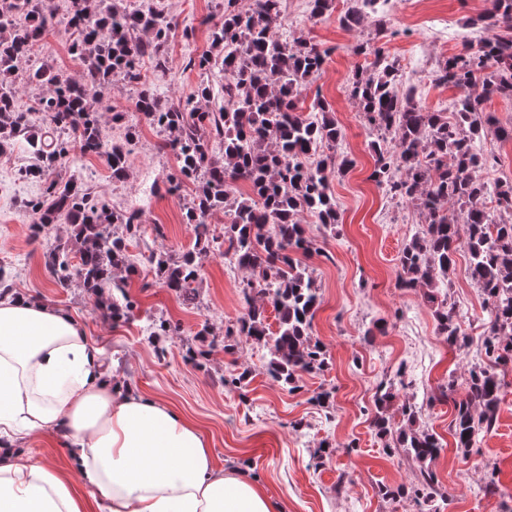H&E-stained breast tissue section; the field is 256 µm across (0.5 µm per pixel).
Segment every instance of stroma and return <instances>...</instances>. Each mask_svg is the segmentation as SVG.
<instances>
[{
  "instance_id": "1",
  "label": "stroma",
  "mask_w": 512,
  "mask_h": 512,
  "mask_svg": "<svg viewBox=\"0 0 512 512\" xmlns=\"http://www.w3.org/2000/svg\"><path fill=\"white\" fill-rule=\"evenodd\" d=\"M130 2L161 11L171 22L165 73L156 72L146 57L138 68L163 95L185 100L201 79L189 60L208 50L211 31L222 21L217 0ZM345 8L344 0H332L323 17L293 21L280 31L284 37H303L331 48L323 72L301 100L307 106L318 98L328 103L343 132L339 150L354 161L345 174L330 177L338 224L326 227L310 215L301 217L314 247L302 263L321 294L312 336L326 351L327 369L300 373L298 388L291 392L267 375L269 353L262 346L238 336L233 349L225 350L226 329L235 328L245 313L240 283L246 273L236 263L210 251L198 254L197 299L190 305L157 283L148 263L151 253L178 257L195 248L192 227L185 221L191 191H164L177 159L162 148L166 133L136 110L135 86L119 78L96 109L104 136L128 144L124 179H113L103 161L75 149L65 168L41 179L25 177L36 158L23 137L0 155V265L10 271L15 293L73 315L101 348L114 377L191 418L207 436L216 468L255 478L283 512H512V366L501 372L505 388L495 429L482 437L469 459H462L451 435L453 404L466 395L470 367L484 359L483 299L467 275L466 253H458L447 288L467 337L465 347L458 349L438 335L422 289L396 287L399 253L421 231L425 218L413 205L390 199L371 180L372 138L348 92L349 78L364 62L354 48L367 38H374L376 46L403 66L430 26L448 30L447 39L433 49L438 60L458 52V34L490 38L495 30L467 25L483 10L484 0H398L393 11L369 15L357 27L339 24ZM75 38L69 26L58 24L30 58L19 62L18 75L23 77L31 63L44 61L81 79L80 64L70 53ZM129 127L137 133L130 142L124 139ZM60 178L83 183L111 209H142L140 233L127 242L136 267L129 279L131 318L113 321L79 281L63 288L46 271L44 252L66 241L70 229L54 224L34 233L33 215L22 203L39 197L48 181ZM151 319L169 328L157 344L145 330ZM204 325L209 334L201 339L197 333ZM200 348L208 355L198 366L188 352ZM243 372L247 384L233 385V378ZM450 378L455 381L452 399L432 401L437 387ZM383 382L393 383L396 393L391 415H398L402 405L415 406L416 428L441 439L443 448L431 465L441 495L433 504L410 498L391 501L378 493L382 484H416L422 469L404 449H385L375 434L374 394ZM322 391L332 394L324 405L314 400ZM325 443L331 454L316 462L314 453ZM22 449L81 488L79 476L68 468V450L60 436H36ZM492 482L496 490L487 491Z\"/></svg>"
}]
</instances>
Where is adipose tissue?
<instances>
[{"label": "adipose tissue", "instance_id": "1", "mask_svg": "<svg viewBox=\"0 0 512 512\" xmlns=\"http://www.w3.org/2000/svg\"><path fill=\"white\" fill-rule=\"evenodd\" d=\"M62 435L89 496L15 442ZM245 473L222 471L190 419L113 382L71 315L0 296V512H278Z\"/></svg>", "mask_w": 512, "mask_h": 512}]
</instances>
